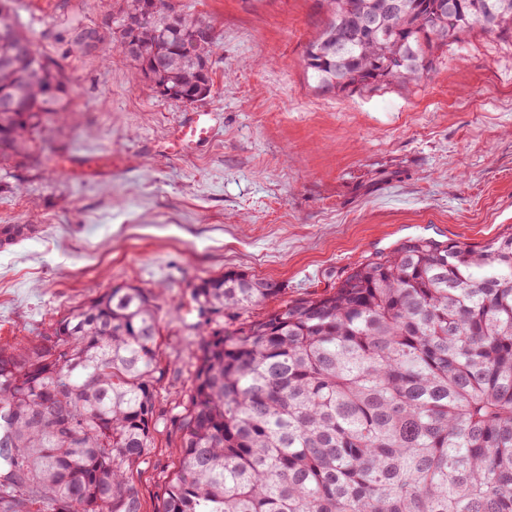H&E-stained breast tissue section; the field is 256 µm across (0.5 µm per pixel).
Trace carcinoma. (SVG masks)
Here are the masks:
<instances>
[{
    "instance_id": "cac0c4a2",
    "label": "carcinoma",
    "mask_w": 512,
    "mask_h": 512,
    "mask_svg": "<svg viewBox=\"0 0 512 512\" xmlns=\"http://www.w3.org/2000/svg\"><path fill=\"white\" fill-rule=\"evenodd\" d=\"M145 0L110 19L122 34ZM329 21L305 67L334 93L408 84L434 53L483 21L512 33V0H323ZM380 16L372 34L362 16ZM200 21L160 14L119 49L177 101L213 86ZM26 45L0 67V144L17 146L66 111L68 84L11 13ZM341 43L346 57L331 54ZM0 224V247L25 237ZM234 270L191 290L201 321L181 412V456L156 512H512V227L481 246L413 237L365 257L330 292L283 300ZM237 322L211 327L210 316ZM155 295L117 286L50 331L0 343V512H144L134 474L160 421Z\"/></svg>"
}]
</instances>
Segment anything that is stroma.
Returning <instances> with one entry per match:
<instances>
[{"label": "stroma", "mask_w": 512, "mask_h": 512, "mask_svg": "<svg viewBox=\"0 0 512 512\" xmlns=\"http://www.w3.org/2000/svg\"><path fill=\"white\" fill-rule=\"evenodd\" d=\"M124 6L15 2L37 51L63 66L70 112L0 147V224L31 228L0 248V342L126 283L156 294L162 420L137 478L155 512L179 463L199 279L238 270L295 299L404 238L479 246L512 225V39L476 27L417 82L336 94L304 63L329 20L319 0H171L215 43L210 95L178 103L112 40L90 54L74 45L76 29ZM200 110L221 115L213 139L166 149Z\"/></svg>", "instance_id": "1"}]
</instances>
